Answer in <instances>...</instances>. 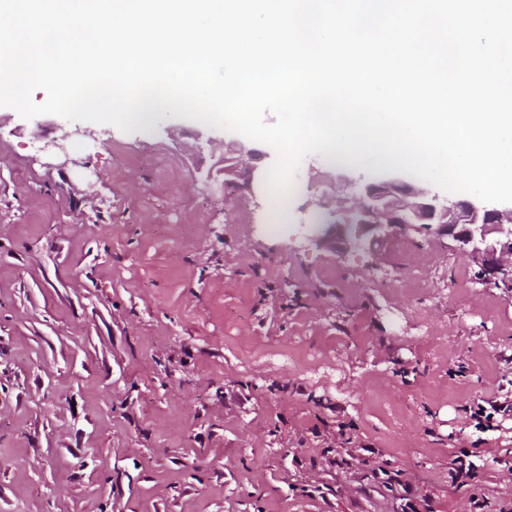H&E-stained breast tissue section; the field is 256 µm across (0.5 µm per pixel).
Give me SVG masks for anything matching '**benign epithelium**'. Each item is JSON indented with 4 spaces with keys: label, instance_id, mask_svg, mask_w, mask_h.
<instances>
[{
    "label": "benign epithelium",
    "instance_id": "obj_1",
    "mask_svg": "<svg viewBox=\"0 0 512 512\" xmlns=\"http://www.w3.org/2000/svg\"><path fill=\"white\" fill-rule=\"evenodd\" d=\"M41 151L63 166L70 162L62 141L51 140ZM267 157L242 141L224 149V183L217 186L224 204L232 202L230 192L238 181L252 193L256 184L267 180L268 169L260 167ZM330 181L338 182L334 195L323 192L317 201L328 217L309 225L308 243L344 251L363 241L425 231L469 248L483 260L489 282L512 281V206L429 194L396 177L371 181L343 171Z\"/></svg>",
    "mask_w": 512,
    "mask_h": 512
}]
</instances>
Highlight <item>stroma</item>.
<instances>
[{
  "label": "stroma",
  "instance_id": "1",
  "mask_svg": "<svg viewBox=\"0 0 512 512\" xmlns=\"http://www.w3.org/2000/svg\"><path fill=\"white\" fill-rule=\"evenodd\" d=\"M74 127L0 106V512H512V417L465 412L512 395V288L480 258L300 249L334 165L303 159L274 230L267 192L208 184L240 133Z\"/></svg>",
  "mask_w": 512,
  "mask_h": 512
}]
</instances>
